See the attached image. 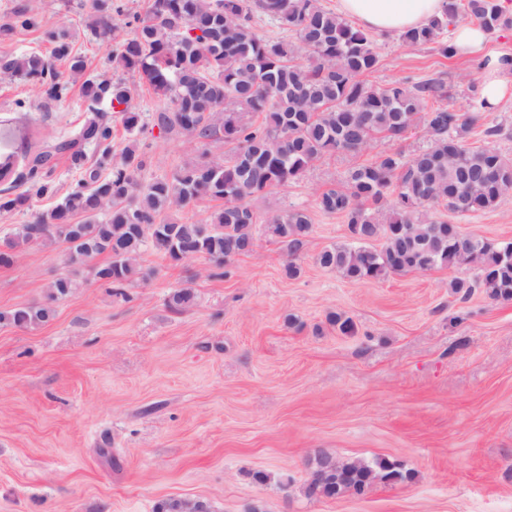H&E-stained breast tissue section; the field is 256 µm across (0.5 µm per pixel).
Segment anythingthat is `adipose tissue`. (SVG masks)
<instances>
[{
	"label": "adipose tissue",
	"mask_w": 512,
	"mask_h": 512,
	"mask_svg": "<svg viewBox=\"0 0 512 512\" xmlns=\"http://www.w3.org/2000/svg\"><path fill=\"white\" fill-rule=\"evenodd\" d=\"M444 0H337L340 15L349 17L365 29L398 34L426 25L440 15ZM451 44L460 54L486 61L481 74V96L490 106H497L512 95L508 74L512 67L501 61V54L490 46V38L479 26L461 22L454 26Z\"/></svg>",
	"instance_id": "obj_1"
}]
</instances>
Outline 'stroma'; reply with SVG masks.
Instances as JSON below:
<instances>
[{"mask_svg":"<svg viewBox=\"0 0 512 512\" xmlns=\"http://www.w3.org/2000/svg\"><path fill=\"white\" fill-rule=\"evenodd\" d=\"M82 2L0 0V25L23 9L39 17L0 40V56L50 54L45 30L68 27L87 75L137 86L142 111L153 114L161 99L115 69V46L86 31ZM375 39L372 82L438 77L450 106L467 107L481 75L475 58ZM87 113L80 81L59 100L29 81H0V147L12 149L23 129L35 147L72 137ZM139 139L150 157L143 182L201 152L150 123ZM354 162L325 158L253 200L262 217L308 209L313 231L293 256L261 233L218 277L207 257L175 264L149 248L139 258L148 278L118 295L93 277L107 261L99 255L83 265L80 288L54 302L49 284L70 270L64 244L29 245L0 266V310L55 309L46 323L0 325V512H154L170 497L210 512H512V300L481 288L453 293L450 269L352 282L316 264L349 236L343 217L315 199ZM79 176L57 158L56 196L0 212V239L54 207ZM452 222L512 241V196ZM291 262L300 269L293 278ZM183 288L193 303L172 311L167 300ZM332 312L350 317L355 334L330 326ZM318 453L383 458L413 478L313 501L301 488Z\"/></svg>","mask_w":512,"mask_h":512,"instance_id":"1","label":"stroma"}]
</instances>
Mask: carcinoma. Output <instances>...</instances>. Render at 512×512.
Returning a JSON list of instances; mask_svg holds the SVG:
<instances>
[{
  "label": "carcinoma",
  "instance_id": "carcinoma-1",
  "mask_svg": "<svg viewBox=\"0 0 512 512\" xmlns=\"http://www.w3.org/2000/svg\"><path fill=\"white\" fill-rule=\"evenodd\" d=\"M112 0H92L89 29L103 42L116 37ZM265 19L290 34H264ZM461 21L488 32L509 28L496 0H447L441 16L400 34L406 46L435 44L454 56L444 41ZM37 18L23 11L0 26L6 38ZM130 36L120 41L112 62L138 77L165 105L154 125L194 141L224 143V156L203 149L199 159L179 166L171 176L139 180L146 154L138 135L145 126L135 103L136 89L121 79L83 81L90 115L75 137L57 141L29 156L19 170L15 151H0V180L20 188L0 198V210L24 207L34 197L56 193L41 171L58 154L81 171L61 202L38 213L16 234L0 266L14 262L31 243L67 245V261L81 266L108 254L111 261L94 270L95 278L115 288L138 279L137 259L150 247L174 262L206 256L220 268L250 253L259 217L250 199L298 180L316 162L336 153L358 155L377 139L397 143L417 121L427 146L410 155L379 152L349 168L344 179L317 195L324 213L344 217L349 242L322 250L317 263L350 281L378 280L390 274L436 268L474 269V279L457 277L455 293L483 288L495 299H512V242L494 245L458 230L443 212L465 215L492 209L512 195V158L491 146L473 147L469 136L477 114L490 111L479 86L470 85L469 108L444 104L445 83L408 77L377 85L369 80L380 66L375 40L320 0H146L143 12L129 16ZM51 56L66 64L71 77L86 73V61L74 52L68 30L47 32ZM0 71L40 83L58 98L66 89L63 74L42 54L0 57ZM110 104L125 131V145L112 150V122L96 105ZM99 152L86 164L85 147ZM203 200L221 201L206 222H167L171 207ZM82 220L74 221L75 216ZM313 231L308 210L293 207L265 220L264 232L288 253L299 251ZM380 240V247L374 242ZM77 283L60 276L50 284V302L0 311V324L17 327L51 320V302L68 296ZM318 496L335 499L362 495L377 480L399 482L411 475L386 460L340 461L324 455L313 473Z\"/></svg>",
  "mask_w": 512,
  "mask_h": 512
}]
</instances>
